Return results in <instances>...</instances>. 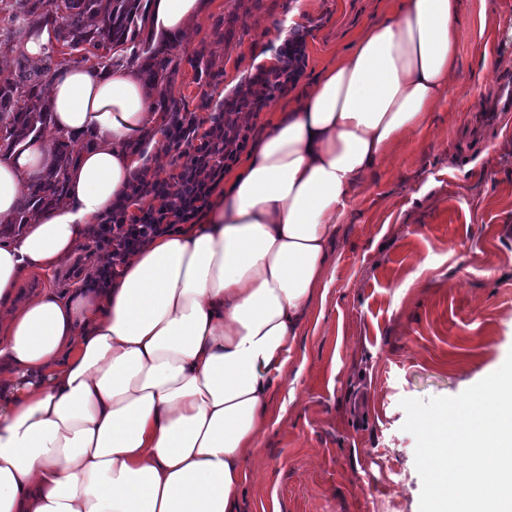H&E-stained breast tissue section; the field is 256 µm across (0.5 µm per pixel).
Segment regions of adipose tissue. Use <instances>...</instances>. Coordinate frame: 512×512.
Listing matches in <instances>:
<instances>
[{"instance_id": "adipose-tissue-1", "label": "adipose tissue", "mask_w": 512, "mask_h": 512, "mask_svg": "<svg viewBox=\"0 0 512 512\" xmlns=\"http://www.w3.org/2000/svg\"><path fill=\"white\" fill-rule=\"evenodd\" d=\"M205 0H148L160 47ZM460 0H403L274 122L204 223L156 238L109 288L45 290L146 162L135 69L70 66L52 123L78 140L64 204L0 239V512H240L256 432L325 275L357 178L423 129L458 64ZM0 158V221L53 160Z\"/></svg>"}]
</instances>
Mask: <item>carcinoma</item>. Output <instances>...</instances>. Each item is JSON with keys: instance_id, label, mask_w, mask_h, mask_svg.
<instances>
[{"instance_id": "1", "label": "carcinoma", "mask_w": 512, "mask_h": 512, "mask_svg": "<svg viewBox=\"0 0 512 512\" xmlns=\"http://www.w3.org/2000/svg\"><path fill=\"white\" fill-rule=\"evenodd\" d=\"M15 18L22 21V31L30 37L42 26H52L54 41L44 46L52 59L55 46L78 49L87 44L95 49L119 46L145 22L142 0H16ZM140 72L146 85L154 87L164 77L169 60L158 57L147 47ZM57 71L47 65L29 70L21 65L17 71L0 76V156L6 155L32 136H39L51 122V103L42 86ZM74 149L66 139L57 142L53 162L26 185L12 219L0 226V234L22 227L42 209L63 204L65 182L73 163Z\"/></svg>"}]
</instances>
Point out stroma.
I'll return each mask as SVG.
<instances>
[{"label": "stroma", "mask_w": 512, "mask_h": 512, "mask_svg": "<svg viewBox=\"0 0 512 512\" xmlns=\"http://www.w3.org/2000/svg\"><path fill=\"white\" fill-rule=\"evenodd\" d=\"M296 0H206L170 73L148 89V123L166 141L169 114L218 111L260 54L274 51ZM402 0H309L308 65L297 91L261 112L286 114L367 27ZM459 66L429 126L407 131L361 175L339 217L320 288L296 340L273 416L249 459L243 512H419L416 441L405 398L455 396L512 352V0H461ZM0 0V54L27 62ZM93 260L77 250L32 272L22 295L78 288Z\"/></svg>", "instance_id": "obj_1"}]
</instances>
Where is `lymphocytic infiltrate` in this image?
Listing matches in <instances>:
<instances>
[{"label": "lymphocytic infiltrate", "instance_id": "1", "mask_svg": "<svg viewBox=\"0 0 512 512\" xmlns=\"http://www.w3.org/2000/svg\"><path fill=\"white\" fill-rule=\"evenodd\" d=\"M277 63L241 81L209 120L171 113L155 166H144L94 225L88 249L96 262L84 285L106 288L156 238L198 223L221 193L226 173L260 134L257 119L276 97L296 88L307 67L305 36L294 30L277 48Z\"/></svg>", "mask_w": 512, "mask_h": 512}]
</instances>
